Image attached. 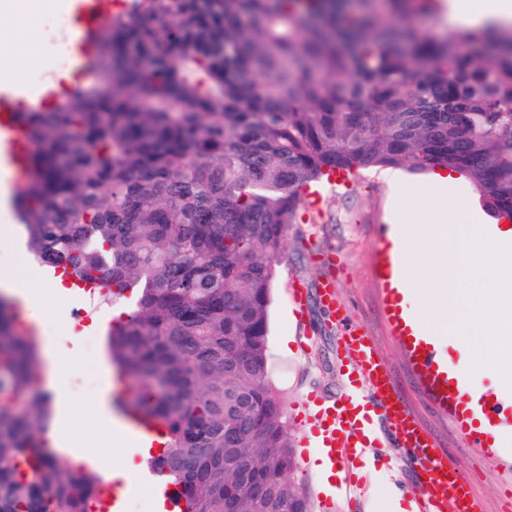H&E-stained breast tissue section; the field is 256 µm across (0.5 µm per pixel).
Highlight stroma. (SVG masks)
<instances>
[{"instance_id": "stroma-1", "label": "stroma", "mask_w": 512, "mask_h": 512, "mask_svg": "<svg viewBox=\"0 0 512 512\" xmlns=\"http://www.w3.org/2000/svg\"><path fill=\"white\" fill-rule=\"evenodd\" d=\"M65 13L62 7L46 8L38 17V29L32 39L0 46V71L12 69L18 60L35 56L48 61L49 66L28 67L26 84L48 82L66 86L71 68L59 64L58 56L63 48L71 47L73 26L57 24L58 17ZM393 195V189L374 171L350 187L326 188L319 204L305 209L303 223L288 227L271 294L268 336L270 378L282 393L288 432L291 439H299L301 425L293 407L305 393L315 390L336 396L342 390V329L335 320V311L325 307L315 295L320 283L329 278L336 285V296L349 320L365 326L374 336L407 403L439 447L470 478L486 512H512V499L503 493L506 468L471 448L448 418L431 406L404 352L392 337L380 299L378 245L382 227L392 222ZM297 285L311 293L301 324L291 310V290ZM104 352V332H86L74 353L68 405L71 415L80 421L79 438L83 446L116 457L120 451L105 445L94 410L104 387L96 361ZM295 453L300 461L293 478L306 488L311 512H347L343 496L328 497L322 493L317 473L304 458V449L296 448ZM372 454L393 462L395 471L387 477L381 470H368L363 462H356L355 472L363 474L366 480L365 512H391L394 491L408 489L412 471L407 458L394 454L391 448L377 447Z\"/></svg>"}]
</instances>
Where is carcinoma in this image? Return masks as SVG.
Here are the masks:
<instances>
[{
    "label": "carcinoma",
    "instance_id": "cac0c4a2",
    "mask_svg": "<svg viewBox=\"0 0 512 512\" xmlns=\"http://www.w3.org/2000/svg\"><path fill=\"white\" fill-rule=\"evenodd\" d=\"M81 84L23 112L17 199L39 266L127 302L106 344L126 418L185 512H310L268 308L288 225L333 172L441 168L512 215V35L386 26L379 0H124ZM434 0H384L426 14ZM19 301L0 295V512H87L93 467L46 458L54 394ZM126 425L138 445L143 448H152L157 451L155 440L156 432L149 422L140 419H130L127 420Z\"/></svg>",
    "mask_w": 512,
    "mask_h": 512
}]
</instances>
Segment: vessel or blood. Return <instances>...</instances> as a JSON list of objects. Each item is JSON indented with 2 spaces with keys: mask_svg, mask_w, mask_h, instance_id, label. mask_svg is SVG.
<instances>
[{
  "mask_svg": "<svg viewBox=\"0 0 512 512\" xmlns=\"http://www.w3.org/2000/svg\"><path fill=\"white\" fill-rule=\"evenodd\" d=\"M68 9L77 31L72 48V62L77 65L90 50L92 36L101 24L104 0H70ZM21 96L37 109L50 101L46 91L0 82V171L7 173L14 189L30 151L15 106ZM382 294L393 337L433 406L448 417L471 447L486 453L512 447V403H505L496 390L472 389L476 375L462 355L448 362L440 359L435 337L413 335L406 325L402 293L390 287ZM343 340L349 353L346 389L332 401L314 392L303 398L301 416L309 422L305 445L328 449L332 462L343 470L353 456L389 436L392 447L409 455L414 465L410 497L419 512H483V503L468 477L407 407L374 340L362 326L351 322L345 325ZM127 426L138 445L155 446L156 432L149 422L131 419ZM154 486L161 512H180L183 503L176 487L159 479ZM127 495L123 484L103 483L89 512H122Z\"/></svg>",
  "mask_w": 512,
  "mask_h": 512,
  "instance_id": "1",
  "label": "vessel or blood"
}]
</instances>
